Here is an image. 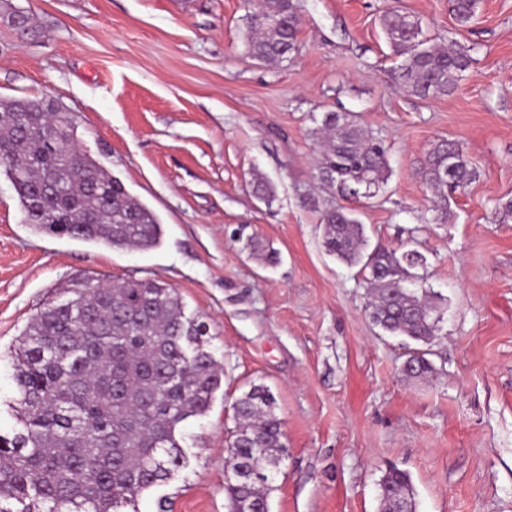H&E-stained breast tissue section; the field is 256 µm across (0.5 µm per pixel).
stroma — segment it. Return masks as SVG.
<instances>
[{"label":"stroma","instance_id":"35a3bbf8","mask_svg":"<svg viewBox=\"0 0 512 512\" xmlns=\"http://www.w3.org/2000/svg\"><path fill=\"white\" fill-rule=\"evenodd\" d=\"M299 48L275 65L247 53L243 0H0V99L56 101L78 142L152 208L149 251L37 230L0 174V430L16 426L11 350L72 280L147 278L206 323L224 382L185 426L190 461L139 512H227L233 402L252 385L277 400L287 457L270 512H378L387 467L409 473L417 512H512V0H480L458 26L448 0H300ZM418 16L444 44H479L457 91L407 94L379 16ZM23 11L26 29L11 15ZM355 113L384 140L388 179L347 200L323 183L316 130ZM448 139L478 179L436 221L420 169ZM270 185L259 201L256 181ZM346 206L368 248L404 245L426 263L409 285L436 294L444 322L435 377L400 372L412 340L374 325L359 267L329 255L321 213ZM273 247L270 264L243 243Z\"/></svg>","mask_w":512,"mask_h":512}]
</instances>
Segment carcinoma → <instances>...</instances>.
<instances>
[{"instance_id":"carcinoma-1","label":"carcinoma","mask_w":512,"mask_h":512,"mask_svg":"<svg viewBox=\"0 0 512 512\" xmlns=\"http://www.w3.org/2000/svg\"><path fill=\"white\" fill-rule=\"evenodd\" d=\"M249 54L273 65L298 49L299 0H247ZM479 0H448L456 24L471 23ZM393 69L404 91L428 98L453 94L473 62L475 45L430 44L421 20L392 9L380 16ZM75 120L42 99H0V168L25 220L38 229L113 249L148 251L163 227L157 214L103 169L75 139ZM320 175L343 197L387 180V147L351 112H327ZM423 182L433 211L448 220V200L478 177L460 143L442 140L428 152ZM327 251L359 265L370 286L366 311L392 335L431 343L437 306L406 286L424 264L416 250L362 249L363 225L349 210L324 213ZM71 297L51 302L27 324L13 355L17 423L0 434V512H137L138 500L189 463L185 424L205 417L224 370L207 326L185 315L176 290L154 279L108 284L86 279ZM428 352L408 353L402 373L436 374ZM224 483L228 512H269L275 469L286 445L275 398L254 385L233 406ZM379 512H416L410 475L387 470Z\"/></svg>"}]
</instances>
